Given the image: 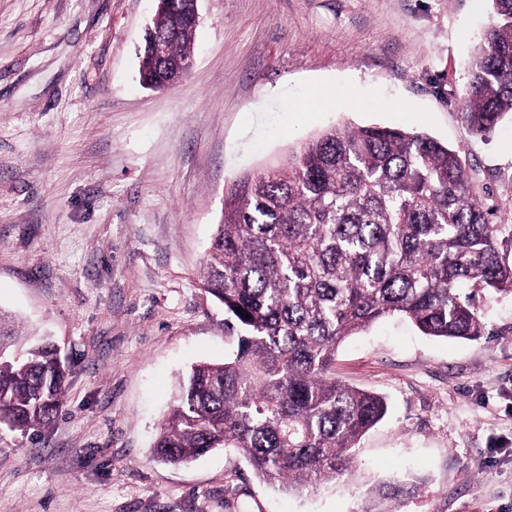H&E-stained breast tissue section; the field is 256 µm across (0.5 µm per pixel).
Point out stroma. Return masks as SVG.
I'll return each instance as SVG.
<instances>
[{"label":"stroma","instance_id":"obj_1","mask_svg":"<svg viewBox=\"0 0 512 512\" xmlns=\"http://www.w3.org/2000/svg\"><path fill=\"white\" fill-rule=\"evenodd\" d=\"M193 66L140 83L155 0H0V316L18 347L69 363L61 411L0 432V512H512V296L485 334L393 317L348 337L332 372L385 397L350 480L285 493L218 448L186 464L152 442L179 378L236 342L199 276L238 176L333 126L404 127L459 149L512 224V121L460 122L490 0H198ZM416 490L417 484L414 482L392 480L379 485L375 489L374 495L380 500L399 501L404 497L413 495Z\"/></svg>","mask_w":512,"mask_h":512}]
</instances>
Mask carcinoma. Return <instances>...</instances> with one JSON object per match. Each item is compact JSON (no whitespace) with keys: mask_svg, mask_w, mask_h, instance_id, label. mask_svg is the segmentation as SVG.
<instances>
[{"mask_svg":"<svg viewBox=\"0 0 512 512\" xmlns=\"http://www.w3.org/2000/svg\"><path fill=\"white\" fill-rule=\"evenodd\" d=\"M170 2L152 24L167 51L147 39L140 49L141 78L158 84L183 79L194 52L195 0ZM491 2L460 112L481 137L512 118V0ZM492 215L459 150L398 128L332 127L235 179L200 282L237 347L180 379L154 454L181 464L235 448L288 491L348 478L352 448L387 404L331 375L339 345L392 315L429 336H483L476 295H512V225ZM9 348L0 338V427L35 432L61 407L64 380L52 345L19 358ZM416 490L392 480L374 495Z\"/></svg>","mask_w":512,"mask_h":512,"instance_id":"obj_1","label":"carcinoma"}]
</instances>
